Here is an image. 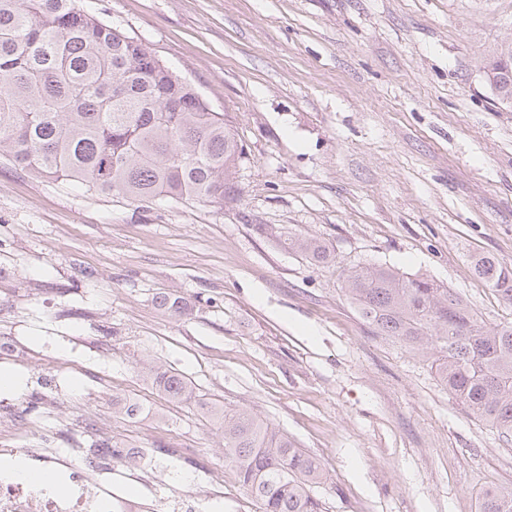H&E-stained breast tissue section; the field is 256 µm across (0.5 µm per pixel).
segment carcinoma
Returning a JSON list of instances; mask_svg holds the SVG:
<instances>
[{
  "label": "carcinoma",
  "instance_id": "cac0c4a2",
  "mask_svg": "<svg viewBox=\"0 0 512 512\" xmlns=\"http://www.w3.org/2000/svg\"><path fill=\"white\" fill-rule=\"evenodd\" d=\"M242 148L224 114L160 64L148 44L80 7L79 0H0V158L37 178L78 183L88 192L137 203L159 197L224 209L235 199ZM288 246L310 260L332 259L312 237ZM476 276L512 303V268L491 255ZM345 295L378 336L429 350L460 402L512 434V325L488 327L450 288L382 265H356ZM171 317L190 315L174 294L155 298ZM170 402L194 404L218 426L224 462L259 512H322L311 487L323 473L287 434L244 409L206 402L187 377L148 371ZM112 412L133 418L142 406L119 397ZM479 512H512V487L480 496Z\"/></svg>",
  "mask_w": 512,
  "mask_h": 512
}]
</instances>
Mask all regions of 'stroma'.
I'll return each mask as SVG.
<instances>
[{"instance_id":"obj_1","label":"stroma","mask_w":512,"mask_h":512,"mask_svg":"<svg viewBox=\"0 0 512 512\" xmlns=\"http://www.w3.org/2000/svg\"><path fill=\"white\" fill-rule=\"evenodd\" d=\"M180 73L243 148L215 209L141 205L35 178L0 159V448H143L114 493L196 497L258 512L220 431L167 402L166 365L207 400L243 407L316 457L324 512H477L512 485V440L441 383L431 354L373 334L347 270L387 266L453 289L486 325L512 306L471 260L512 265V107L483 75L512 45V0H82ZM319 239L315 263L288 236ZM173 292L192 308L163 314ZM143 404L128 419L113 396ZM157 307L168 316L184 317L190 315V308L183 299L174 294H162L155 298Z\"/></svg>"}]
</instances>
